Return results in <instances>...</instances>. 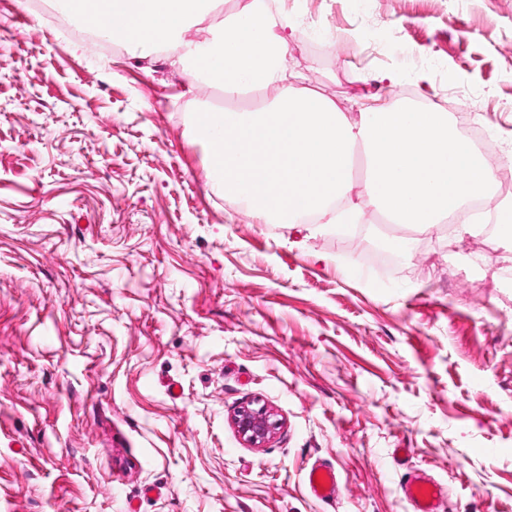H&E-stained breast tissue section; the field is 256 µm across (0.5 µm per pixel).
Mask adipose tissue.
Here are the masks:
<instances>
[{"label":"adipose tissue","instance_id":"adipose-tissue-1","mask_svg":"<svg viewBox=\"0 0 512 512\" xmlns=\"http://www.w3.org/2000/svg\"><path fill=\"white\" fill-rule=\"evenodd\" d=\"M81 25L113 42L167 52L188 80L219 84L225 95L275 89L249 111L205 108L192 123L208 147L207 178L266 223L305 215L354 224L364 208L390 224L427 230L490 195L494 176L448 113L398 102L351 115L307 90L288 65V41L266 0L223 16V0H60ZM210 20L205 40L187 29ZM366 182L355 193L353 169Z\"/></svg>","mask_w":512,"mask_h":512}]
</instances>
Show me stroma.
Instances as JSON below:
<instances>
[{"instance_id": "stroma-1", "label": "stroma", "mask_w": 512, "mask_h": 512, "mask_svg": "<svg viewBox=\"0 0 512 512\" xmlns=\"http://www.w3.org/2000/svg\"><path fill=\"white\" fill-rule=\"evenodd\" d=\"M288 63L344 111H477L512 157V0H284ZM54 0H0V512H512V242L266 224L206 178L165 51L105 56ZM411 237L406 254L384 239ZM278 427L247 445L234 416ZM407 451L404 464L396 449ZM340 477L334 506L305 486ZM306 486L315 499L324 503L335 502L339 494L335 466L326 463L314 464L307 472ZM412 512H445V491L439 483L416 473H408L402 485Z\"/></svg>"}]
</instances>
